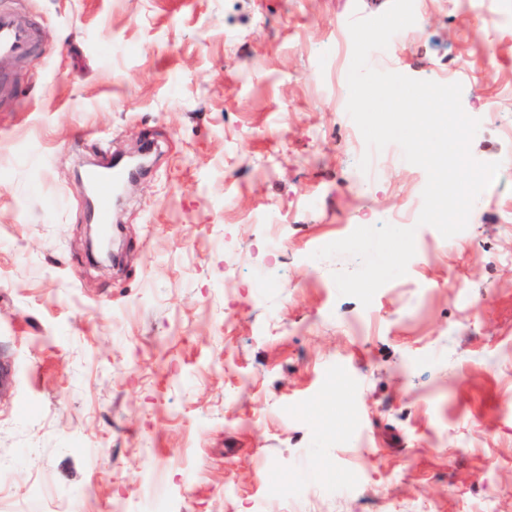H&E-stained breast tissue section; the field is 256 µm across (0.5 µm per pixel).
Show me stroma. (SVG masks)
<instances>
[{"mask_svg":"<svg viewBox=\"0 0 512 512\" xmlns=\"http://www.w3.org/2000/svg\"><path fill=\"white\" fill-rule=\"evenodd\" d=\"M0 4L39 30L0 62V512H512V0H414L369 58L460 83L500 169L367 306L309 257L422 208L330 54L390 0ZM145 141L100 265L77 166Z\"/></svg>","mask_w":512,"mask_h":512,"instance_id":"1","label":"stroma"}]
</instances>
